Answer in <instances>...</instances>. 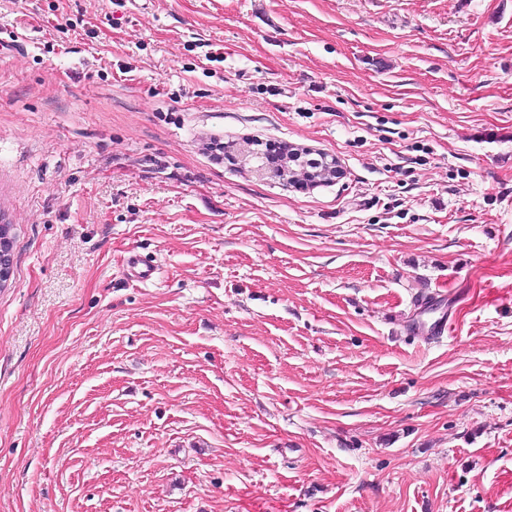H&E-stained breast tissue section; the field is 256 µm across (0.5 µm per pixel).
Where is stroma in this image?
I'll return each instance as SVG.
<instances>
[{
    "mask_svg": "<svg viewBox=\"0 0 512 512\" xmlns=\"http://www.w3.org/2000/svg\"><path fill=\"white\" fill-rule=\"evenodd\" d=\"M6 30L0 512H512V0H0ZM270 143L339 173L256 176ZM454 288L446 339L407 333ZM155 259L138 250L131 249L124 258L123 271L128 282L134 284H147L152 282L157 274Z\"/></svg>",
    "mask_w": 512,
    "mask_h": 512,
    "instance_id": "stroma-1",
    "label": "stroma"
}]
</instances>
